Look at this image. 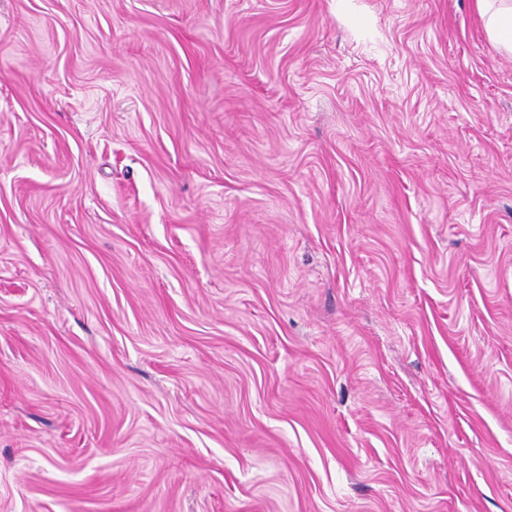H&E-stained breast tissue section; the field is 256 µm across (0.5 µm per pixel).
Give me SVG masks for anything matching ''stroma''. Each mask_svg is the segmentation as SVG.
Segmentation results:
<instances>
[{
  "mask_svg": "<svg viewBox=\"0 0 512 512\" xmlns=\"http://www.w3.org/2000/svg\"><path fill=\"white\" fill-rule=\"evenodd\" d=\"M0 512H512L475 0H0Z\"/></svg>",
  "mask_w": 512,
  "mask_h": 512,
  "instance_id": "1",
  "label": "stroma"
}]
</instances>
